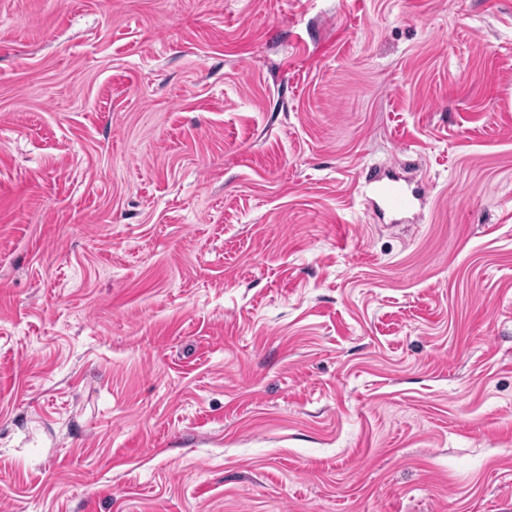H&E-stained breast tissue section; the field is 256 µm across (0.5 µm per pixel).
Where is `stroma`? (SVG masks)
Instances as JSON below:
<instances>
[{"label":"stroma","mask_w":512,"mask_h":512,"mask_svg":"<svg viewBox=\"0 0 512 512\" xmlns=\"http://www.w3.org/2000/svg\"><path fill=\"white\" fill-rule=\"evenodd\" d=\"M509 507L512 0H0V512ZM371 193L373 205L380 213L402 220L408 215H416L421 209L426 186L422 182L412 184L398 176L382 174L373 181Z\"/></svg>","instance_id":"1"}]
</instances>
